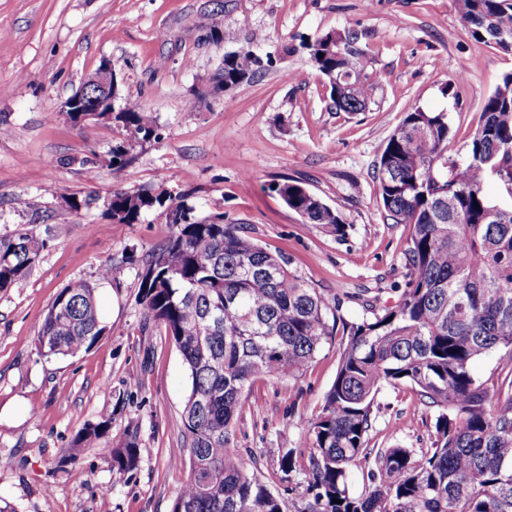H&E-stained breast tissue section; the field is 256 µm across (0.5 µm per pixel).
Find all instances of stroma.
Masks as SVG:
<instances>
[{
	"label": "stroma",
	"instance_id": "obj_1",
	"mask_svg": "<svg viewBox=\"0 0 512 512\" xmlns=\"http://www.w3.org/2000/svg\"><path fill=\"white\" fill-rule=\"evenodd\" d=\"M357 29L373 49L379 89L366 111H336L307 45ZM251 46L254 78L218 93L226 53ZM122 98L153 112L159 135L136 140L130 161L107 159L121 123L75 126L64 101L102 63ZM512 71V54L475 40L456 0H0V237L46 240L39 261L0 291V506L14 512H171L190 473L183 441L190 383L163 327L149 320L140 273L169 237L160 211L132 224L106 216L113 190L185 196L197 215L224 213L319 291L339 296L349 321L357 296L394 304L408 228L392 223L373 179L386 140L412 106L444 112L448 155L464 160L484 99ZM291 178L337 209L338 238L271 192ZM94 193L95 203L71 202ZM112 266V279L99 271ZM95 288L104 330L88 349L44 358L35 339L55 295L71 281ZM324 345L296 381L267 379L243 396L235 447L299 512L304 487L282 481L274 448L305 449L304 435L337 369ZM372 448H426L435 414L410 387L375 399ZM111 415L102 447L74 445L87 423ZM137 439L136 469L110 449Z\"/></svg>",
	"mask_w": 512,
	"mask_h": 512
}]
</instances>
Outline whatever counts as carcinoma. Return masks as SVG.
Here are the masks:
<instances>
[{"mask_svg": "<svg viewBox=\"0 0 512 512\" xmlns=\"http://www.w3.org/2000/svg\"><path fill=\"white\" fill-rule=\"evenodd\" d=\"M471 35L512 53V0H457ZM338 112H363L378 80L365 71L371 49L354 29L331 30L307 45ZM252 51L224 55L218 77L239 86L254 77ZM80 128L113 118L130 138L112 146V169L129 162L130 139L158 136L152 113L126 101L115 113L70 114ZM445 112L411 107L375 166L377 196L405 224V274L392 305L365 301L372 317L349 322L340 301L309 285L288 257L260 246L224 214L205 217L183 199L149 190L112 191L107 216L132 224L141 213H181L167 242L140 274L149 316L179 350L190 392L182 411L190 474L172 512H286L255 462L232 447L244 393L265 379L298 380L324 345L340 337L336 376L309 423V451L273 448L284 481L307 482L300 512H512V72L485 99L467 159L446 156ZM496 187L509 198L487 194ZM304 223L345 234L341 213L287 179L271 187ZM478 206H473V203ZM47 240L0 237V290L23 278ZM103 332L95 288L75 280L55 296L36 336L45 357L74 355ZM498 355L500 374L481 382L472 364ZM409 386L435 410L428 448L373 449L374 400L385 387ZM108 420L86 424L74 445L99 442ZM120 471L136 468L131 439L106 449ZM363 487L351 488L354 469Z\"/></svg>", "mask_w": 512, "mask_h": 512, "instance_id": "obj_1", "label": "carcinoma"}]
</instances>
